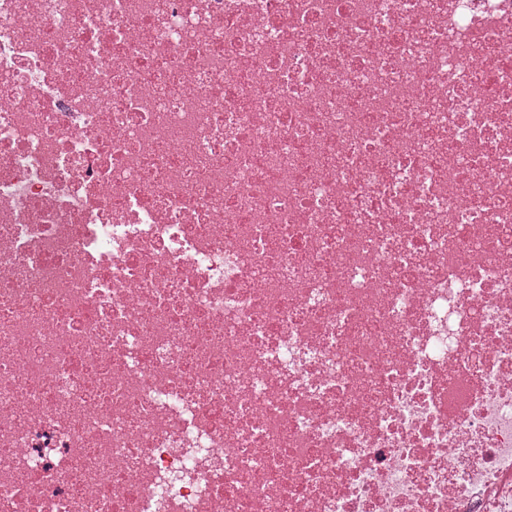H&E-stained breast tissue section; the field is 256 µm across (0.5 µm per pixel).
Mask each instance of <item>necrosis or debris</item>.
Returning a JSON list of instances; mask_svg holds the SVG:
<instances>
[{"label":"necrosis or debris","mask_w":512,"mask_h":512,"mask_svg":"<svg viewBox=\"0 0 512 512\" xmlns=\"http://www.w3.org/2000/svg\"><path fill=\"white\" fill-rule=\"evenodd\" d=\"M0 512H512V0H0Z\"/></svg>","instance_id":"1"}]
</instances>
